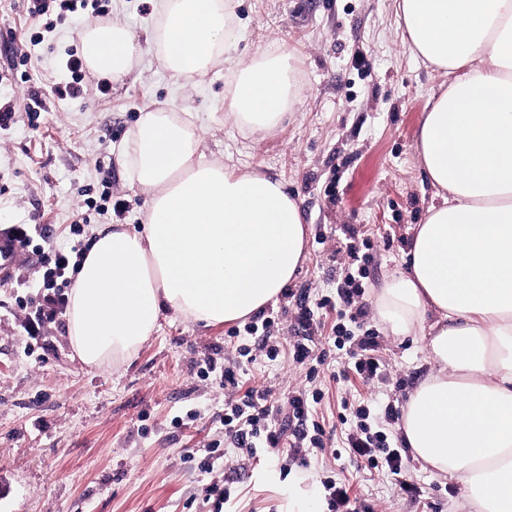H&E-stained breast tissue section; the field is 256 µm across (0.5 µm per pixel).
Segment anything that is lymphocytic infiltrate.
<instances>
[{"mask_svg":"<svg viewBox=\"0 0 512 512\" xmlns=\"http://www.w3.org/2000/svg\"><path fill=\"white\" fill-rule=\"evenodd\" d=\"M67 78L56 83L54 92L59 99H78L90 91L107 93L110 83L101 79L95 88H88L84 82V63L76 53H69L59 66ZM86 249L82 242H74L69 248L54 252V264L46 268L42 286L46 290L43 305L35 312L36 321H53L66 309L65 290L70 285L68 271L74 262L83 260ZM314 311L300 306L297 328L289 342L292 359L298 364H308L307 377L316 380L319 368L324 365L327 348L317 347L311 334ZM333 348L345 351L346 371L352 372L362 384L368 385L385 379L387 367L380 355L377 335L367 331L354 335L347 329H339L333 339ZM321 390L312 392L295 391L287 405L271 401L268 392L250 390L243 398L230 399L224 408V438L234 447L256 454L258 449L277 453L288 450L292 458L305 459L315 451L325 450L333 437L320 420L317 406L321 403ZM340 420L349 421L350 426L341 440L339 453L348 454L358 461H364L368 468L386 470L397 475L398 492L407 500H414L416 486L403 463L400 448L389 441L385 432L373 429L368 424L369 413L364 406L354 404L350 399L340 403Z\"/></svg>","mask_w":512,"mask_h":512,"instance_id":"obj_1","label":"lymphocytic infiltrate"}]
</instances>
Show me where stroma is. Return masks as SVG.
<instances>
[{
	"mask_svg": "<svg viewBox=\"0 0 512 512\" xmlns=\"http://www.w3.org/2000/svg\"><path fill=\"white\" fill-rule=\"evenodd\" d=\"M161 2L107 5L110 18L141 35ZM236 15L244 31L237 58L278 48L294 55L299 95L281 127L265 136L225 119L229 71L221 64L188 83L148 52L107 94L58 99L61 75L50 64L79 48L74 31L91 16L56 21L20 71L10 62L39 27L23 0H0V103L18 111L0 128V225L42 229L33 244L48 251L72 242L77 226L87 239L108 224L142 223L147 196L129 177L126 143L142 111L166 108L194 114L205 159L286 184L307 230L305 258L269 306L281 348L273 361L257 350L248 359L226 353L229 325L168 315L131 360L92 368L74 354L66 319L46 324L37 340L27 335L24 326L43 300L41 266L22 265L13 281L0 282V512H213L205 499L210 477L191 459L213 441L223 442L220 469L235 479L223 512H287L286 490L298 481L324 512L327 478L375 512H474L460 485L411 458L406 466L419 493L412 505L398 496L394 475L332 449L299 462L284 453L251 457L223 441L224 380L217 371L202 375V367L211 358L236 361L242 390L268 389L283 401L306 388V366L288 354L297 305L335 297L353 248L371 256L360 279L364 326L379 336L390 374L355 386L334 380L337 362L322 366L318 412L327 430L338 437L345 430L337 419L343 397L367 406L374 424L382 406H402L428 375L421 344L389 336L373 296L400 270L407 231L434 199L417 140L445 81L403 40L397 0H238ZM33 89L42 101L35 116L24 110ZM107 180L122 210L103 215Z\"/></svg>",
	"mask_w": 512,
	"mask_h": 512,
	"instance_id": "35a3bbf8",
	"label": "stroma"
}]
</instances>
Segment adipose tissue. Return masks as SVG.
Listing matches in <instances>:
<instances>
[{
  "label": "adipose tissue",
  "instance_id": "1",
  "mask_svg": "<svg viewBox=\"0 0 512 512\" xmlns=\"http://www.w3.org/2000/svg\"><path fill=\"white\" fill-rule=\"evenodd\" d=\"M236 0H163L146 37L119 21L80 33L90 73L121 82L144 51L190 80L225 62V115L277 130L299 90L291 55H235ZM403 37L450 81L424 112L417 151L435 189L403 270L376 294L396 337L432 369L398 429L414 460L460 484L477 512H512V0H399ZM194 124L145 112L126 145L144 224L98 231L68 294L67 333L88 366L134 356L161 317L243 320L277 300L305 246L298 202L266 175L204 161Z\"/></svg>",
  "mask_w": 512,
  "mask_h": 512
}]
</instances>
